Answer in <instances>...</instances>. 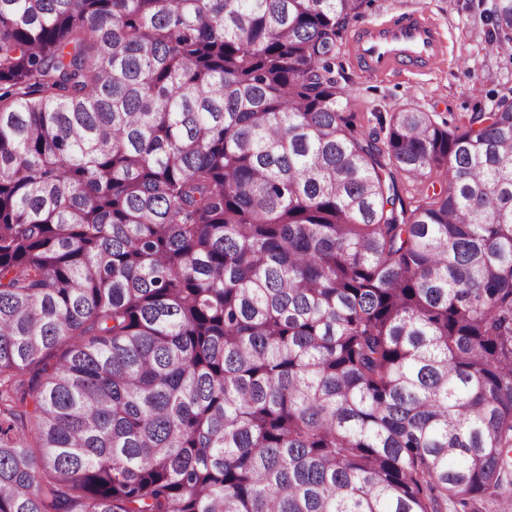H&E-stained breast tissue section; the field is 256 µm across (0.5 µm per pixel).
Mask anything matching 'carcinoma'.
Here are the masks:
<instances>
[{
  "mask_svg": "<svg viewBox=\"0 0 512 512\" xmlns=\"http://www.w3.org/2000/svg\"><path fill=\"white\" fill-rule=\"evenodd\" d=\"M365 2L0 0V512L507 493L512 98L358 130Z\"/></svg>",
  "mask_w": 512,
  "mask_h": 512,
  "instance_id": "cac0c4a2",
  "label": "carcinoma"
}]
</instances>
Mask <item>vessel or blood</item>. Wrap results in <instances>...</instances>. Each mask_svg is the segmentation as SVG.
Listing matches in <instances>:
<instances>
[{"label": "vessel or blood", "instance_id": "1", "mask_svg": "<svg viewBox=\"0 0 512 512\" xmlns=\"http://www.w3.org/2000/svg\"><path fill=\"white\" fill-rule=\"evenodd\" d=\"M347 49L358 70L376 76L399 69H430L448 55L447 42L438 26L419 11L358 28Z\"/></svg>", "mask_w": 512, "mask_h": 512}]
</instances>
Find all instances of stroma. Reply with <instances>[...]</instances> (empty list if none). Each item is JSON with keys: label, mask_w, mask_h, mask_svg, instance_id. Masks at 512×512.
I'll return each mask as SVG.
<instances>
[{"label": "stroma", "mask_w": 512, "mask_h": 512, "mask_svg": "<svg viewBox=\"0 0 512 512\" xmlns=\"http://www.w3.org/2000/svg\"><path fill=\"white\" fill-rule=\"evenodd\" d=\"M494 4L495 0H369L350 20V27L418 9L441 29L448 57L425 73L369 76L352 65L345 43H338L330 65L346 113L368 130L376 127L378 117L409 108L431 113L439 122L491 111L500 96L512 91V44L492 53L486 49L484 17Z\"/></svg>", "instance_id": "obj_1"}]
</instances>
